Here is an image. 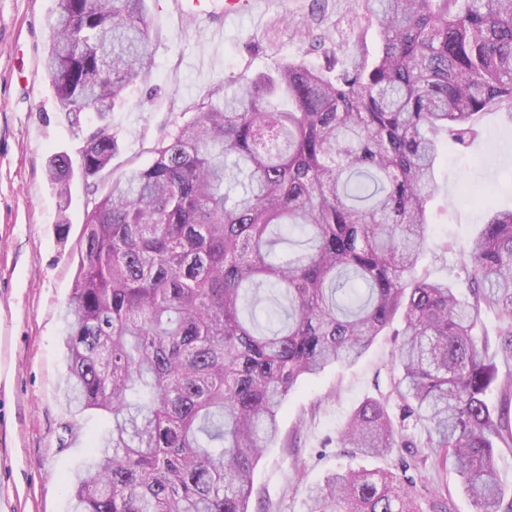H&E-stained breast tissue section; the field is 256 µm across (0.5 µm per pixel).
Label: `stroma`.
I'll return each instance as SVG.
<instances>
[{
  "instance_id": "stroma-1",
  "label": "stroma",
  "mask_w": 512,
  "mask_h": 512,
  "mask_svg": "<svg viewBox=\"0 0 512 512\" xmlns=\"http://www.w3.org/2000/svg\"><path fill=\"white\" fill-rule=\"evenodd\" d=\"M222 0L192 17L182 0H147L154 66L106 113L61 112L44 69L56 0H0V512H73L71 481L92 463L97 411L69 409L65 312L76 272L75 244L103 177L74 173L67 193L47 174L52 158L78 159L85 139L107 128L117 142L112 175L150 164L157 143L191 121L197 103L224 80L248 81L286 61L322 63L316 41L340 61L375 57L382 43L367 0H264L225 24ZM466 143L448 138L436 172L433 222L418 266L429 280L467 292L459 247L480 233L485 204L512 209V109L475 118ZM400 343L376 338L352 364L301 380L280 414V435L259 461L249 512H307V491L339 469H394L409 449L372 458L339 447L337 435L365 399L376 398Z\"/></svg>"
}]
</instances>
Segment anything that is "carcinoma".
Wrapping results in <instances>:
<instances>
[{
    "label": "carcinoma",
    "mask_w": 512,
    "mask_h": 512,
    "mask_svg": "<svg viewBox=\"0 0 512 512\" xmlns=\"http://www.w3.org/2000/svg\"><path fill=\"white\" fill-rule=\"evenodd\" d=\"M145 11L58 0L44 67L74 121L150 74ZM372 15L376 57L339 69L327 52L319 67L225 82L86 209L64 387L74 413L109 425L73 480L75 512H248L299 378L358 359L398 314L399 375L338 443L417 452L399 476L336 472L308 492V512H451L442 490L417 489L421 448L461 478L475 512H512L497 472L512 421L488 400L512 390V210L487 207L463 249L470 296L416 273L441 137L512 106V0H373ZM116 151L100 129L76 167L95 177ZM76 167L52 160L60 191ZM290 229L309 247L281 256ZM484 309L498 320L492 347L474 333Z\"/></svg>",
    "instance_id": "carcinoma-1"
}]
</instances>
